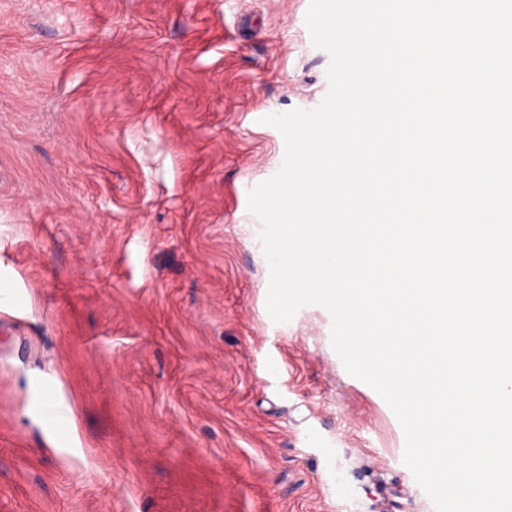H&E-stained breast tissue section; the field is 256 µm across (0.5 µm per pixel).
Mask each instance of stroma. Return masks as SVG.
Returning <instances> with one entry per match:
<instances>
[{"label": "stroma", "mask_w": 512, "mask_h": 512, "mask_svg": "<svg viewBox=\"0 0 512 512\" xmlns=\"http://www.w3.org/2000/svg\"><path fill=\"white\" fill-rule=\"evenodd\" d=\"M308 6L0 0V512H435L330 313L267 311L247 195L329 89Z\"/></svg>", "instance_id": "obj_1"}]
</instances>
